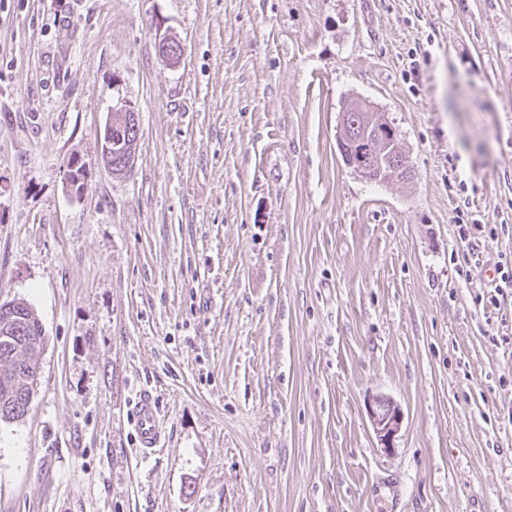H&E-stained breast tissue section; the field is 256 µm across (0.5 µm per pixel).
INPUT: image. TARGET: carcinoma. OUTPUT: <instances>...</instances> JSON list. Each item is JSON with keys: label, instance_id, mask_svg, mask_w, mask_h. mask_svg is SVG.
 <instances>
[{"label": "carcinoma", "instance_id": "cac0c4a2", "mask_svg": "<svg viewBox=\"0 0 512 512\" xmlns=\"http://www.w3.org/2000/svg\"><path fill=\"white\" fill-rule=\"evenodd\" d=\"M359 99L346 101L348 108L341 113L343 137L338 147L344 149L341 158L361 178L379 184H385L396 178L408 180L412 171L407 166H393L398 148L396 129L389 123L378 127H368L364 113L351 108ZM134 128L123 130V141H112L110 158L107 164L112 173L120 174L127 167H119L112 160H122L127 145L137 137ZM9 322L11 332L0 335V369L15 375V388L7 396L0 392V421H15L25 415L36 383L38 360L43 349L42 329L29 305L23 301H11L0 304V324Z\"/></svg>", "mask_w": 512, "mask_h": 512}]
</instances>
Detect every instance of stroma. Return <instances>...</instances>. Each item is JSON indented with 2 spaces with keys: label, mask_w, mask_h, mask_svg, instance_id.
<instances>
[{
  "label": "stroma",
  "mask_w": 512,
  "mask_h": 512,
  "mask_svg": "<svg viewBox=\"0 0 512 512\" xmlns=\"http://www.w3.org/2000/svg\"><path fill=\"white\" fill-rule=\"evenodd\" d=\"M356 96L409 182L343 164ZM462 222L507 225L468 278ZM510 254L512 0H0V303L45 337L0 512H512ZM135 111L131 109H120L113 111L111 115L109 116L108 120L105 123L104 130H103V138H102V144L101 149L104 145V153L108 156L109 150L107 147V144L112 141V148L110 152L109 159H107V156L103 155V158L106 159L107 164L112 169V173L120 174L127 170V166L129 167L130 164L134 161L135 157V151L132 149V151H128L127 155V145H130L131 142H133L137 134L139 133V120H138V130H134L135 125L130 127L132 125V119L136 117ZM126 125L130 128H127ZM126 127L123 130V143H120V134H118V140L115 141L114 138L112 139V132L122 129ZM106 144V145H105ZM103 153V154H104ZM128 158L127 165L126 162L123 164L122 169L119 168L118 165H115L116 160L120 161L125 157ZM112 158L113 160L112 163ZM495 272L498 275L497 278H494L492 280V283L494 282V293L490 297H488V300L490 304L497 305L498 303L501 304V301L498 296H501L504 300V290L506 293V289L504 288H512V259L506 258L504 261H499ZM501 293V294H500ZM132 423L139 440V451L146 457L159 447L164 437L156 399L149 390L140 392L132 412ZM366 412L381 445L391 449L404 419L400 406L393 399L380 395L369 399Z\"/></svg>",
  "instance_id": "obj_1"
}]
</instances>
